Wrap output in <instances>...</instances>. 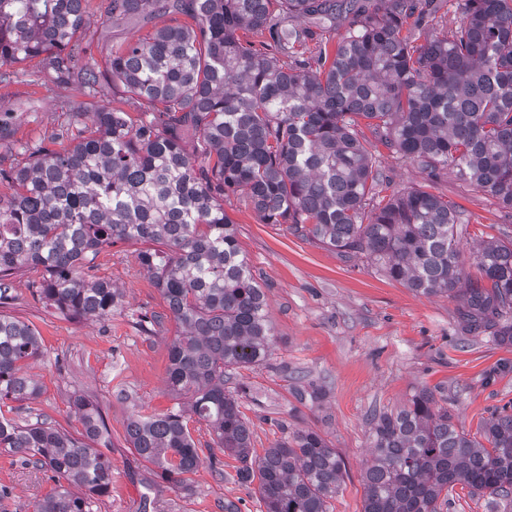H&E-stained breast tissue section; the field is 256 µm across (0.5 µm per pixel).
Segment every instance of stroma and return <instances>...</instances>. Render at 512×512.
Returning <instances> with one entry per match:
<instances>
[{
  "instance_id": "stroma-1",
  "label": "stroma",
  "mask_w": 512,
  "mask_h": 512,
  "mask_svg": "<svg viewBox=\"0 0 512 512\" xmlns=\"http://www.w3.org/2000/svg\"><path fill=\"white\" fill-rule=\"evenodd\" d=\"M433 5L434 21L410 19L406 34L421 42L460 25L456 0H433ZM89 14L78 61L101 66L114 47L186 22L181 15L156 13L113 26L101 0H92ZM17 69V78L0 83V113H11L14 129L4 161L8 167L26 164L32 146L69 147L82 128L71 116L75 102H84L91 113L122 95L117 89L109 96L85 98L75 83L37 81L34 60ZM379 164L385 177L381 197L428 183L416 165L389 152H382ZM431 186L462 211L458 248L466 274L477 277L472 250L501 237L503 229L512 230V209L452 174ZM224 210L264 287L273 326L268 359L234 370L230 381L240 390L252 451L263 454L301 430L319 432L344 461L333 512L363 510L373 413L403 407L427 387L437 399L447 400L456 427L473 435L493 412L512 407V346L466 333L457 299L416 294L365 257L323 247L284 224L261 223L238 196L225 197ZM136 249V244L119 242L101 249L92 263L90 277L109 280L123 293L120 309L100 322L65 318L39 298L40 272L22 271L10 278V298L0 311L38 332L41 354L28 361L25 372L43 393L34 401L8 402L0 412L20 424L41 420L76 437L83 426L72 399L83 396L98 403L109 432L112 492L100 498L97 512H224L228 501L241 512H261L258 485L239 479L234 457L218 453L217 465L200 466L187 488H175L128 441L131 414L162 413L178 403L165 383L175 324L154 279L137 262ZM151 314L161 315L162 323H148ZM54 488L49 471L0 452V512H34Z\"/></svg>"
}]
</instances>
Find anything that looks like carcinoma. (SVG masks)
<instances>
[{
  "instance_id": "carcinoma-1",
  "label": "carcinoma",
  "mask_w": 512,
  "mask_h": 512,
  "mask_svg": "<svg viewBox=\"0 0 512 512\" xmlns=\"http://www.w3.org/2000/svg\"><path fill=\"white\" fill-rule=\"evenodd\" d=\"M85 0H0V65L41 58L39 73L77 76L88 97L123 87L118 105L90 116L77 141L38 147L23 167L0 169V300L7 279L39 269V296L72 319H105L120 291L82 270L118 241L162 243L137 253L176 325L166 383L188 409L134 414L135 451L177 488L209 460L188 429L206 423L213 444L258 481L265 512H330L342 460L313 430L251 451L249 421L224 373L264 362L272 325L264 288L240 250L224 194H239L264 224L344 254H360L417 294L460 303L465 330L512 344V233L483 246L480 277L464 272L456 244L462 212L425 187L375 201L378 146L436 179L456 177L512 209V0H459L463 21L421 45L402 34L424 0H108L116 23L157 10L190 25L167 27L112 51L105 69L74 72ZM291 15L343 20L334 51L299 55L309 32ZM269 35L258 50L242 31ZM151 112L134 117L139 100ZM375 141L365 139L361 121ZM41 353L31 326L0 313V402L36 400L42 386L22 363ZM84 428L73 438L46 422L0 418V448L52 473L56 490L36 512H95L112 492L100 407L72 400ZM100 440L95 448L88 441ZM373 462L363 512H440L456 486L512 512V413L503 407L480 437L457 429L425 387L403 408L373 418Z\"/></svg>"
}]
</instances>
